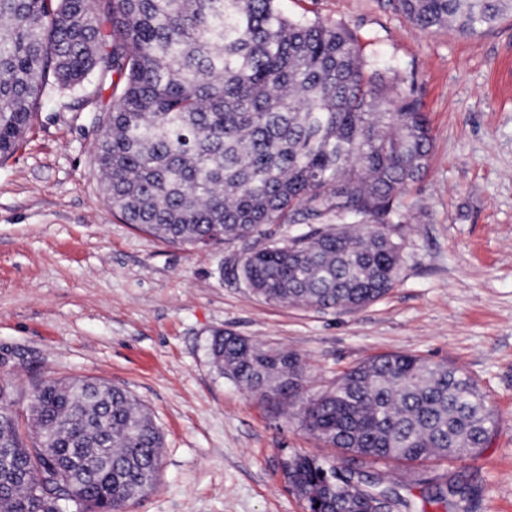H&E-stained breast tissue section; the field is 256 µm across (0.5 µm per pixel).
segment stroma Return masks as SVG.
Segmentation results:
<instances>
[{"label":"stroma","mask_w":512,"mask_h":512,"mask_svg":"<svg viewBox=\"0 0 512 512\" xmlns=\"http://www.w3.org/2000/svg\"><path fill=\"white\" fill-rule=\"evenodd\" d=\"M279 6L346 26L376 69L396 67L428 117L430 162L403 196L394 287L355 312L268 303L237 274L240 244L197 251L123 223L94 162L112 90L50 84L20 147L0 159V380L20 413L40 379L95 377L153 414L159 478L130 512H306L283 461L356 457L305 430L297 408L217 377L212 334L297 354L306 397L374 355L446 362L475 381L496 424L474 455L423 468L460 474L471 512H512V16L466 38L417 30L384 0Z\"/></svg>","instance_id":"1"}]
</instances>
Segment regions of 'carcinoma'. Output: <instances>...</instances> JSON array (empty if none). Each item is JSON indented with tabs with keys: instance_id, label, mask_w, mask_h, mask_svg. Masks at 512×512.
<instances>
[{
	"instance_id": "carcinoma-1",
	"label": "carcinoma",
	"mask_w": 512,
	"mask_h": 512,
	"mask_svg": "<svg viewBox=\"0 0 512 512\" xmlns=\"http://www.w3.org/2000/svg\"><path fill=\"white\" fill-rule=\"evenodd\" d=\"M279 0H0V158L18 149L45 86L113 89L94 161L125 223L194 249L244 246L241 277L266 302L351 312L394 287L407 186L431 131L412 91L382 83L347 29L291 19ZM420 31L474 37L512 0H387ZM267 224H306L287 240ZM219 376L277 404L300 400L299 357L221 332ZM304 428L374 463L458 460L495 411L458 368L367 359L300 407ZM163 434L126 389L46 379L24 416L0 381V512H126L156 486ZM307 512H414L382 472L288 459ZM424 502L469 512L456 475L419 477Z\"/></svg>"
}]
</instances>
